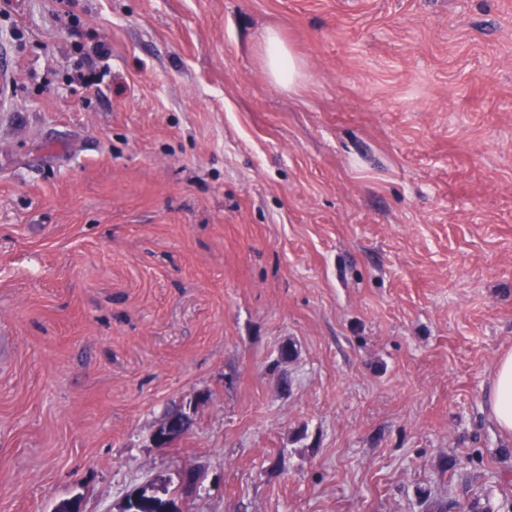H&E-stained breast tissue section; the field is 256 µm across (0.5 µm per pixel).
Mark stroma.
Instances as JSON below:
<instances>
[{"mask_svg":"<svg viewBox=\"0 0 512 512\" xmlns=\"http://www.w3.org/2000/svg\"><path fill=\"white\" fill-rule=\"evenodd\" d=\"M3 48L0 512H512V0H0ZM262 44L263 66L269 76L283 87L296 88L304 77L302 63L291 53L274 30L263 34ZM489 406L499 429L512 433V352L497 362L493 385L489 393ZM185 433L186 431L180 427L177 420L174 418H166L165 422L152 433L151 439L156 447L168 448Z\"/></svg>","mask_w":512,"mask_h":512,"instance_id":"35a3bbf8","label":"stroma"}]
</instances>
